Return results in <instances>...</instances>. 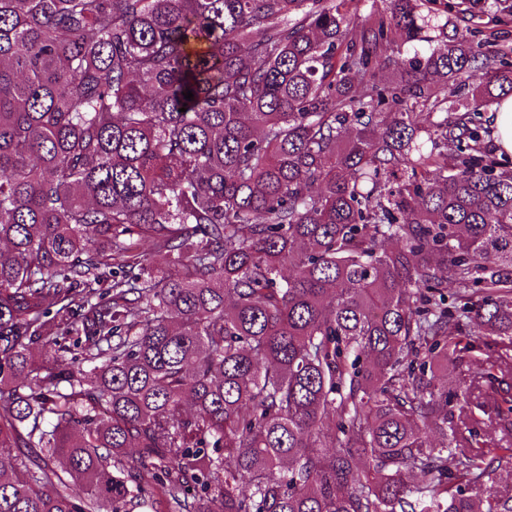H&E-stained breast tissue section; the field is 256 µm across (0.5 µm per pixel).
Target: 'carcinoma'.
<instances>
[{"label": "carcinoma", "instance_id": "1", "mask_svg": "<svg viewBox=\"0 0 512 512\" xmlns=\"http://www.w3.org/2000/svg\"><path fill=\"white\" fill-rule=\"evenodd\" d=\"M352 2L0 0V512H512V0ZM494 112V105L488 108L485 112H482L484 126H487L491 130V141L489 142V145H491V147L495 150V153L499 159L508 162L512 166V154H506L504 152L497 151V144L495 142V138L497 137L498 145L501 147L502 151L512 153V97L501 101V103L497 106L495 118ZM493 130L494 134L492 133Z\"/></svg>", "mask_w": 512, "mask_h": 512}]
</instances>
